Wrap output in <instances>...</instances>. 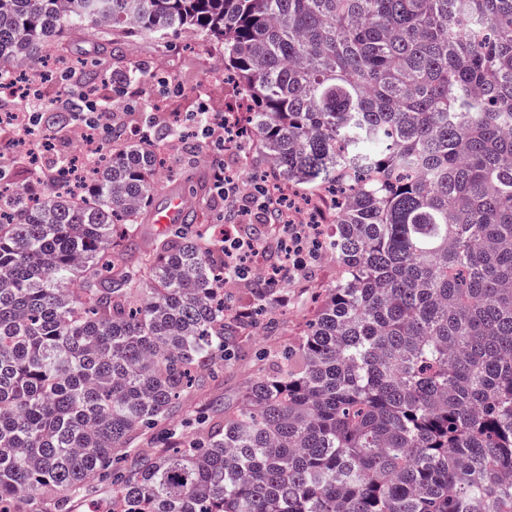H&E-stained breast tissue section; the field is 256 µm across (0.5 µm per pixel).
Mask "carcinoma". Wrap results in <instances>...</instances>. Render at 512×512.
<instances>
[{
    "label": "carcinoma",
    "instance_id": "cac0c4a2",
    "mask_svg": "<svg viewBox=\"0 0 512 512\" xmlns=\"http://www.w3.org/2000/svg\"><path fill=\"white\" fill-rule=\"evenodd\" d=\"M224 47L266 174L326 187L336 279L233 410L175 421L276 293L224 267L201 175L189 218L137 252L175 125L112 145L93 177L0 170V512H512V0H0V84L65 31ZM59 77L86 123L113 81ZM168 423L163 455L135 441Z\"/></svg>",
    "mask_w": 512,
    "mask_h": 512
}]
</instances>
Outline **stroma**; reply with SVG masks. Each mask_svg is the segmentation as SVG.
Listing matches in <instances>:
<instances>
[{"label":"stroma","mask_w":512,"mask_h":512,"mask_svg":"<svg viewBox=\"0 0 512 512\" xmlns=\"http://www.w3.org/2000/svg\"><path fill=\"white\" fill-rule=\"evenodd\" d=\"M130 61L146 68L148 76L137 91L140 100L159 104L156 117L161 123L181 125L200 107L220 112L235 99L232 85L224 81L223 50L203 47L194 32H184L166 44L136 40L131 45ZM335 273V268L321 259L312 264L307 277L281 281L264 317L246 332L238 357L204 387L193 391L181 403L180 413L235 406L251 381L272 371L273 354L300 336Z\"/></svg>","instance_id":"obj_1"}]
</instances>
